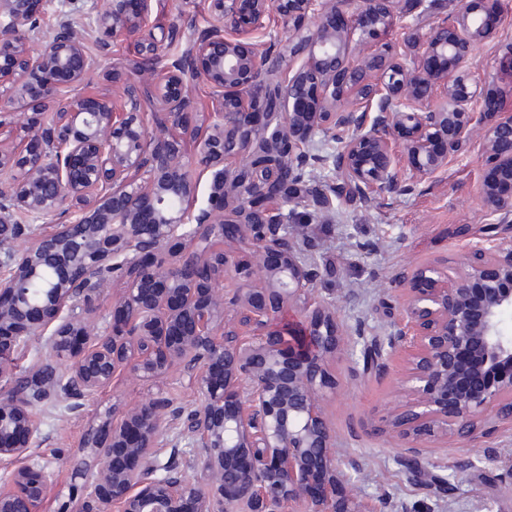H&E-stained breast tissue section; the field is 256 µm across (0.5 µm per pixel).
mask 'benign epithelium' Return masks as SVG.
<instances>
[{
    "mask_svg": "<svg viewBox=\"0 0 512 512\" xmlns=\"http://www.w3.org/2000/svg\"><path fill=\"white\" fill-rule=\"evenodd\" d=\"M43 2L0 0V95L28 110L32 134L23 151L0 150V169L14 171L0 183V458L27 457L41 409L62 402L75 413L120 371L156 383L179 365L200 406L149 399L88 438L93 476L70 512H283L287 504L295 512H365L356 497L336 499L339 468L321 399L339 354L351 356L360 376L383 374L400 354L410 400L387 418L389 437L404 448L398 462L415 479L454 490L449 477L421 466L424 449L448 436L473 442L492 417L512 422V369L490 385L469 382L512 366V330L503 321L512 311V224L472 242L470 270L454 278L439 266L417 269L400 321L382 332L364 323L347 332L330 303L308 305L317 271L288 224L284 186L296 178L314 127L346 134L336 169L367 197L398 185L392 141L407 152L408 179L422 181L448 166L485 117L487 170L512 174V113L496 117L491 81L473 63L477 44L496 33L502 0H460L454 20L430 30L417 70L385 47L367 62L349 58L351 37L378 39L375 20L393 0H357V29L333 0H209L218 24L196 28L183 57H163L173 27L149 31L141 61L112 66L119 107L75 88L109 56L111 42L150 26L154 0H104L89 24L96 54L68 21L30 49L24 27ZM272 13L285 31L307 35L277 85L265 76L269 56L247 38ZM443 60L454 70L443 102L432 106ZM369 68L382 71L381 81L354 83ZM199 77L215 104L197 156L214 172L212 204L191 217L196 184L181 145L151 134L140 114L159 99L164 111L152 113L154 123L178 120L193 107L184 86ZM361 89L375 116L336 110ZM482 193L493 212L512 214V192L485 181ZM61 211L68 223L50 232L14 219ZM214 238L251 246L265 287H249L256 271L212 251ZM229 275L240 280L231 294ZM124 276L110 329L92 333L101 295ZM43 335L67 367L38 363L15 377L14 355ZM465 355L476 361L471 370ZM181 457L199 479L183 476ZM51 485L45 467L25 464L0 487V512H30Z\"/></svg>",
    "mask_w": 512,
    "mask_h": 512,
    "instance_id": "7a95c632",
    "label": "benign epithelium"
}]
</instances>
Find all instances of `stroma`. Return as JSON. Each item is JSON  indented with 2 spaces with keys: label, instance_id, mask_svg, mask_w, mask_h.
I'll list each match as a JSON object with an SVG mask.
<instances>
[{
  "label": "stroma",
  "instance_id": "35a3bbf8",
  "mask_svg": "<svg viewBox=\"0 0 512 512\" xmlns=\"http://www.w3.org/2000/svg\"><path fill=\"white\" fill-rule=\"evenodd\" d=\"M101 5L102 0H45L43 13L29 32L31 48L39 49L63 16L71 19L78 32H86L89 16ZM459 6L460 0H395L393 23L383 40L400 53L408 67H416L420 46L431 27L453 19ZM136 56V40L115 42L100 73L86 85V92L121 101V87L112 84L106 73L113 63ZM474 57L493 76L504 110H511L512 0H504L495 37L479 44ZM187 92L194 107L167 132L182 140L187 158L193 161L196 140L208 131L214 95L200 79L188 83ZM484 169L483 129L478 126L461 155L450 158L445 169L411 188L378 193L370 203L343 195L328 206L314 205L308 197L290 196L289 207L304 218L297 230L304 242L312 243L319 269L314 296L334 303L342 328L352 327L359 319L378 326L400 318L405 303L400 286L418 268L438 265L452 276L466 269L470 240L459 235V228L477 229L502 219L481 199ZM191 171L196 181L195 205L201 208L209 202L212 171L194 161ZM351 366L345 355L331 365L334 386L322 401L339 459L352 458L359 465L358 470H345L346 482L339 487L338 496L357 489L363 503L375 512H512V496L502 492L498 480L502 465L512 458L511 423H493L489 432L473 443L453 439L433 443L425 462L437 465L439 474H452L456 484L453 493L435 496L397 463L400 449L384 432L387 415L409 399L403 386L402 356H394L379 377L356 376ZM153 397L187 410L199 405L196 391L175 368L157 386L120 372L111 388L89 398L78 413L61 405L43 409L41 436L31 450V459L46 466L53 480L50 493L32 512H71L82 497L85 471L91 462L84 441L101 429L113 410Z\"/></svg>",
  "mask_w": 512,
  "mask_h": 512
}]
</instances>
